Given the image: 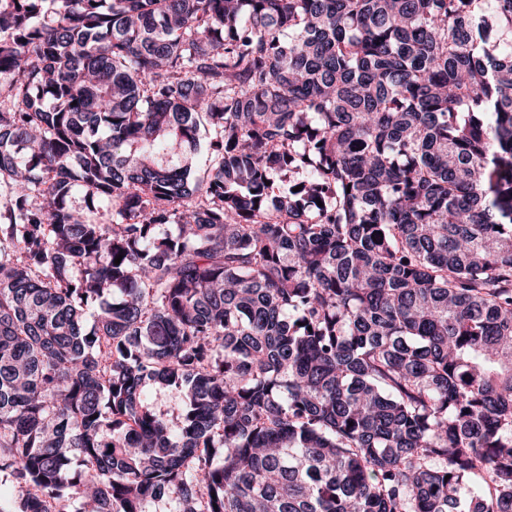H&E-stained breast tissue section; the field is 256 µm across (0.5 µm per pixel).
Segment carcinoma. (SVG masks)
Masks as SVG:
<instances>
[{"label":"carcinoma","instance_id":"cac0c4a2","mask_svg":"<svg viewBox=\"0 0 512 512\" xmlns=\"http://www.w3.org/2000/svg\"><path fill=\"white\" fill-rule=\"evenodd\" d=\"M0 512H512V0H0Z\"/></svg>","mask_w":512,"mask_h":512}]
</instances>
